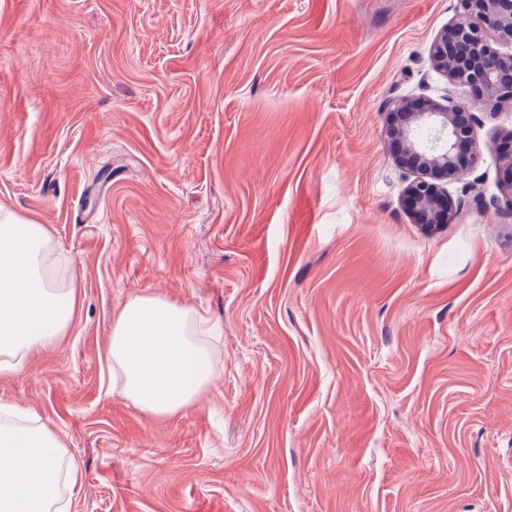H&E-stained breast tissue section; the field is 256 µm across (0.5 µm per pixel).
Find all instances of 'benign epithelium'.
Masks as SVG:
<instances>
[{"mask_svg":"<svg viewBox=\"0 0 512 512\" xmlns=\"http://www.w3.org/2000/svg\"><path fill=\"white\" fill-rule=\"evenodd\" d=\"M512 45V0H459V17L437 36L429 50L431 65L443 71L464 95L450 94L446 103L424 102L417 109L407 101L393 102L388 137L399 147L397 162L419 174L407 187L416 200L417 222L432 228L454 216L448 185L464 184L474 200L483 199L481 183L469 179L464 155L479 151L473 111L462 105L472 99L481 108L512 102V53L492 48L488 38ZM502 211L512 213V151L502 155Z\"/></svg>","mask_w":512,"mask_h":512,"instance_id":"1","label":"benign epithelium"}]
</instances>
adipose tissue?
<instances>
[{
	"mask_svg": "<svg viewBox=\"0 0 512 512\" xmlns=\"http://www.w3.org/2000/svg\"><path fill=\"white\" fill-rule=\"evenodd\" d=\"M51 238L35 221L0 211V368L65 333L72 289L47 271ZM197 312L153 295L128 300L112 323L109 357L123 395L145 414L172 417L213 383ZM63 447L44 428L0 423V512H50L60 500Z\"/></svg>",
	"mask_w": 512,
	"mask_h": 512,
	"instance_id": "1",
	"label": "adipose tissue"
}]
</instances>
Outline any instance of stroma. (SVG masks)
Here are the masks:
<instances>
[{
  "mask_svg": "<svg viewBox=\"0 0 512 512\" xmlns=\"http://www.w3.org/2000/svg\"><path fill=\"white\" fill-rule=\"evenodd\" d=\"M458 0H0V209L66 257L73 320L0 407L78 470L66 512H512V215L428 230L387 106L444 101ZM96 215L93 224L80 216ZM140 295L216 329L172 418L107 357Z\"/></svg>",
  "mask_w": 512,
  "mask_h": 512,
  "instance_id": "obj_1",
  "label": "stroma"
}]
</instances>
